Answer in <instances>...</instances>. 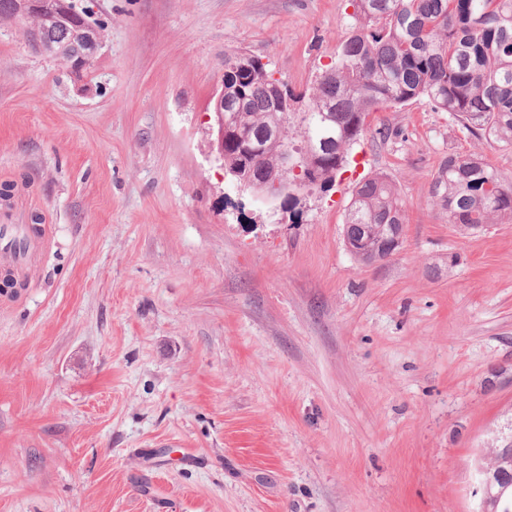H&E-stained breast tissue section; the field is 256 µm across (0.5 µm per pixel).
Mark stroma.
<instances>
[{"instance_id": "1", "label": "stroma", "mask_w": 512, "mask_h": 512, "mask_svg": "<svg viewBox=\"0 0 512 512\" xmlns=\"http://www.w3.org/2000/svg\"><path fill=\"white\" fill-rule=\"evenodd\" d=\"M90 6L80 74L0 22V222L50 236L0 293V512H476L512 427V223L459 230L431 187L451 154L512 179V144L418 98L327 191L268 204L209 148L224 58L302 91L350 0ZM377 174L401 245L361 264L344 223Z\"/></svg>"}]
</instances>
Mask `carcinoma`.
<instances>
[{
  "label": "carcinoma",
  "mask_w": 512,
  "mask_h": 512,
  "mask_svg": "<svg viewBox=\"0 0 512 512\" xmlns=\"http://www.w3.org/2000/svg\"><path fill=\"white\" fill-rule=\"evenodd\" d=\"M354 24L310 93L275 78L270 63L224 59V116L239 132L224 164L258 183L283 147L306 156L297 175L326 190L360 139L370 113L396 112L424 96L471 132L512 144V0H352ZM432 194L465 230L512 222V181L476 155H448ZM404 223L394 183L375 175L356 187L345 239L368 261L392 249Z\"/></svg>",
  "instance_id": "1"
}]
</instances>
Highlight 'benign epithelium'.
Returning a JSON list of instances; mask_svg holds the SVG:
<instances>
[{
	"instance_id": "7a95c632",
	"label": "benign epithelium",
	"mask_w": 512,
	"mask_h": 512,
	"mask_svg": "<svg viewBox=\"0 0 512 512\" xmlns=\"http://www.w3.org/2000/svg\"><path fill=\"white\" fill-rule=\"evenodd\" d=\"M59 13V21L63 25H69L71 17L78 16L82 24L75 27L72 36L64 43L58 44L48 40L41 22L50 13ZM18 14L31 22L28 28V38L31 46L38 52L52 53L56 56L71 61V68L77 72L87 67L96 55L101 37L98 29L87 21L88 10H79L73 0H18ZM211 116L209 125L210 146L216 153L219 161H224V89H218L212 96ZM239 189L248 191L252 196L261 201L288 200V195L295 191L288 190V180L279 176L274 179L273 185L278 189V194L273 196L266 189L259 186L248 176L232 168L224 170ZM475 471L478 477L476 492L480 495L479 509L477 512H496L503 492L512 483V468L503 469L498 463L481 455L477 458Z\"/></svg>"
}]
</instances>
